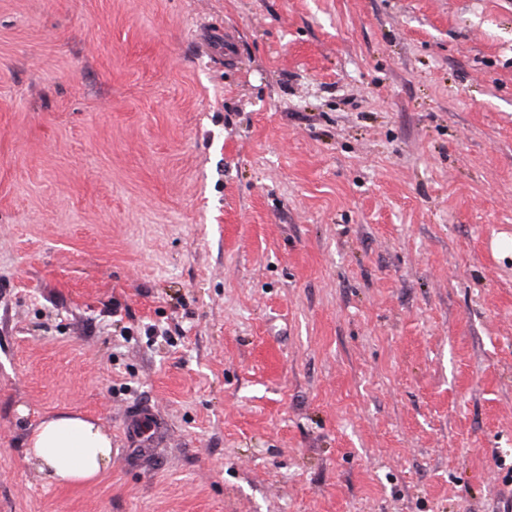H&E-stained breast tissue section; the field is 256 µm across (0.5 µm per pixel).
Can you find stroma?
<instances>
[{
	"label": "stroma",
	"instance_id": "1",
	"mask_svg": "<svg viewBox=\"0 0 512 512\" xmlns=\"http://www.w3.org/2000/svg\"><path fill=\"white\" fill-rule=\"evenodd\" d=\"M0 512H512V0H0ZM124 426L129 437L138 442L135 445V447H138L137 452L144 456L149 455L157 430L154 424L153 412L130 411L124 420ZM27 453L51 482L87 481L112 466V438L96 421L61 413L36 424Z\"/></svg>",
	"mask_w": 512,
	"mask_h": 512
}]
</instances>
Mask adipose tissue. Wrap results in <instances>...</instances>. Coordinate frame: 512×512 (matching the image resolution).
<instances>
[{
  "instance_id": "1",
  "label": "adipose tissue",
  "mask_w": 512,
  "mask_h": 512,
  "mask_svg": "<svg viewBox=\"0 0 512 512\" xmlns=\"http://www.w3.org/2000/svg\"><path fill=\"white\" fill-rule=\"evenodd\" d=\"M28 458L49 481L92 480L112 465V438L96 421L61 413L32 429Z\"/></svg>"
}]
</instances>
